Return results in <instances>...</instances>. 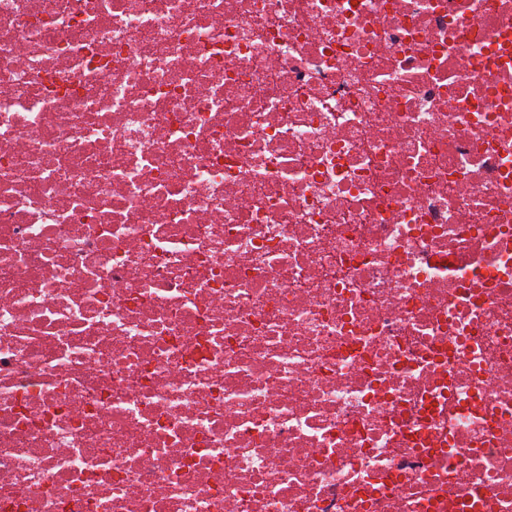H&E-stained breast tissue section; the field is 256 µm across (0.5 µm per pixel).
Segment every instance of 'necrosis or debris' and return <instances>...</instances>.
I'll use <instances>...</instances> for the list:
<instances>
[{"mask_svg": "<svg viewBox=\"0 0 512 512\" xmlns=\"http://www.w3.org/2000/svg\"><path fill=\"white\" fill-rule=\"evenodd\" d=\"M0 512H512V0H0Z\"/></svg>", "mask_w": 512, "mask_h": 512, "instance_id": "4bbe7bcc", "label": "necrosis or debris"}]
</instances>
